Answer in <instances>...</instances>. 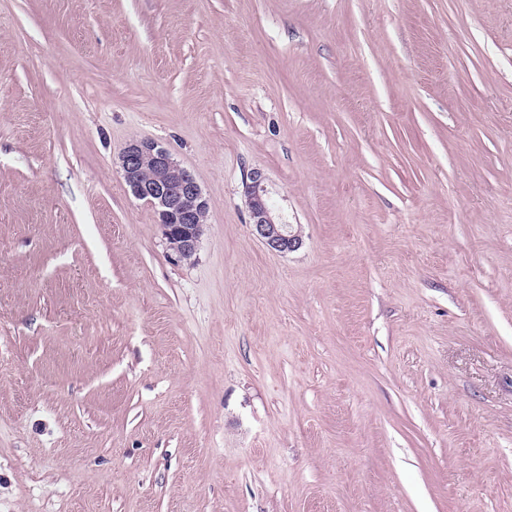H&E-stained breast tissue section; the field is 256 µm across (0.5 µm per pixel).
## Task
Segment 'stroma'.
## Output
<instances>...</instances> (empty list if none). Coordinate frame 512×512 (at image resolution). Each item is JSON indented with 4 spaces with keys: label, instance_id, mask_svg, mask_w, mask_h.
<instances>
[{
    "label": "stroma",
    "instance_id": "1",
    "mask_svg": "<svg viewBox=\"0 0 512 512\" xmlns=\"http://www.w3.org/2000/svg\"><path fill=\"white\" fill-rule=\"evenodd\" d=\"M0 512H512V0H0ZM126 184L135 197L150 204L168 249L178 259L196 254L208 205L193 175L177 164L154 140L128 144L121 155ZM148 170L149 176L144 172ZM246 184L247 205L254 235L275 253L285 254L296 251L302 245L298 230L283 220L268 204L269 188L264 174L255 169L249 174Z\"/></svg>",
    "mask_w": 512,
    "mask_h": 512
}]
</instances>
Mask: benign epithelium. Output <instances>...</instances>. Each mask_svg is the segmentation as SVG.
Wrapping results in <instances>:
<instances>
[{"mask_svg": "<svg viewBox=\"0 0 512 512\" xmlns=\"http://www.w3.org/2000/svg\"><path fill=\"white\" fill-rule=\"evenodd\" d=\"M126 184L135 197L150 204L168 249L177 258L196 254L208 205L193 175L177 164L169 150L154 140L128 144L121 155ZM269 188L264 174L255 169L246 184L247 205L254 235L275 253L299 249L302 236L268 204Z\"/></svg>", "mask_w": 512, "mask_h": 512, "instance_id": "obj_1", "label": "benign epithelium"}]
</instances>
